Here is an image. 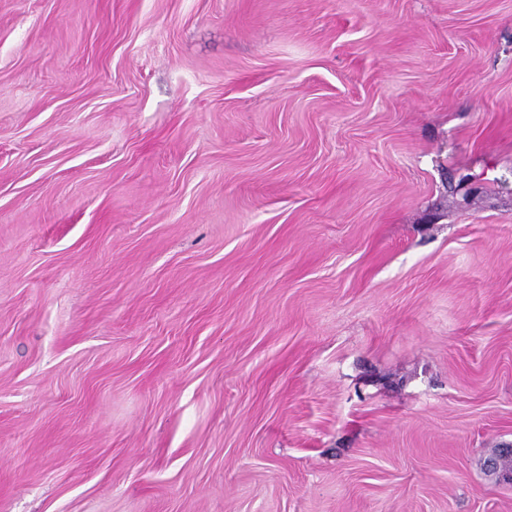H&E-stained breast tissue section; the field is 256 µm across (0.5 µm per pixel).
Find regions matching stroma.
Wrapping results in <instances>:
<instances>
[{"instance_id": "1", "label": "stroma", "mask_w": 512, "mask_h": 512, "mask_svg": "<svg viewBox=\"0 0 512 512\" xmlns=\"http://www.w3.org/2000/svg\"><path fill=\"white\" fill-rule=\"evenodd\" d=\"M512 0H0V512H512Z\"/></svg>"}]
</instances>
